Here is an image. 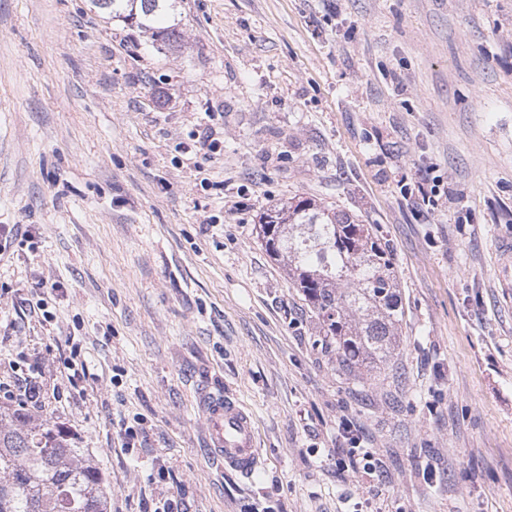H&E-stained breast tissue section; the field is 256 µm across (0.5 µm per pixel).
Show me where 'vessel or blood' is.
I'll return each mask as SVG.
<instances>
[{"label": "vessel or blood", "mask_w": 512, "mask_h": 512, "mask_svg": "<svg viewBox=\"0 0 512 512\" xmlns=\"http://www.w3.org/2000/svg\"><path fill=\"white\" fill-rule=\"evenodd\" d=\"M498 275L503 288H512V239L497 244ZM198 403L204 416L208 444L225 467L243 476H251L260 463L252 416L235 400L224 394L201 391Z\"/></svg>", "instance_id": "1"}]
</instances>
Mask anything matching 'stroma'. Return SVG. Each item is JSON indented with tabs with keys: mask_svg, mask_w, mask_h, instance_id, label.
<instances>
[{
	"mask_svg": "<svg viewBox=\"0 0 512 512\" xmlns=\"http://www.w3.org/2000/svg\"><path fill=\"white\" fill-rule=\"evenodd\" d=\"M177 11L166 56L91 0H0V403L72 431L111 512H512V0ZM302 199L389 245L387 364L339 370L259 239ZM202 386L252 415L251 477L208 455ZM345 422L378 478L338 465ZM498 275L501 287L506 288L507 295L509 288H512V239H502L497 243Z\"/></svg>",
	"mask_w": 512,
	"mask_h": 512,
	"instance_id": "stroma-1",
	"label": "stroma"
}]
</instances>
